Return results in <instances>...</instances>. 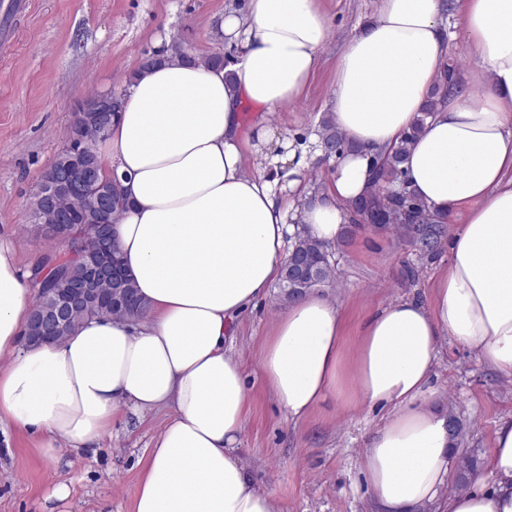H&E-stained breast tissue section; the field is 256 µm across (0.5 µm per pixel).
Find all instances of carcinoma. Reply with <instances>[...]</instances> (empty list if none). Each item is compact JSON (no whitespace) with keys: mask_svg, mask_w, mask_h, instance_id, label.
I'll return each instance as SVG.
<instances>
[{"mask_svg":"<svg viewBox=\"0 0 512 512\" xmlns=\"http://www.w3.org/2000/svg\"><path fill=\"white\" fill-rule=\"evenodd\" d=\"M183 47L172 43L169 47L147 54L139 64V70L143 71L162 61L171 59H189ZM448 82L438 83L432 90L429 100L424 108V114L430 115L437 111L439 105L444 103ZM112 126V120H107L105 128L97 129L88 122L80 119L74 123L71 137L67 146L56 156L50 167L43 173L48 177L52 171L68 161L72 166L79 162L92 158L95 163V172L92 178L85 184L76 187L72 193L57 195L50 205L49 214L68 215L71 233L78 239H83L93 233L98 224L113 223L128 204V199L115 192L112 180L103 176L101 163L97 154V144L108 134ZM423 128V121H418L412 130L401 140L399 146L377 169L375 174L374 191L360 199L354 207L355 215L365 224H373L379 227L395 226L400 230H406L408 234L418 236L422 247L430 250L434 240L441 233L440 225L430 217L422 204L417 202L406 191L402 180V171L399 168L410 144ZM321 144L325 155L330 156L345 146V140L336 130L328 116L321 120ZM114 193V202L111 208L105 212L97 210L92 204V194L101 188ZM293 252L307 262L314 272V280L299 285V289L287 292L284 281L277 284L279 301L288 302L311 289L324 288L335 280V269L331 262L333 252L327 250L321 243L311 237H303L296 241ZM103 260L116 268L124 275V283L132 297L131 301L112 302V282L102 281L97 284L104 298L84 308L73 310L69 315L66 332H71L83 320L90 317H122L130 321H139L146 315L147 304L138 295L134 279L127 274L118 249L115 245L104 247ZM33 276L31 283L33 288H42L61 277L70 276L78 278L84 273L83 258L71 260H59L51 254L44 255L43 259L32 267Z\"/></svg>","mask_w":512,"mask_h":512,"instance_id":"cac0c4a2","label":"carcinoma"}]
</instances>
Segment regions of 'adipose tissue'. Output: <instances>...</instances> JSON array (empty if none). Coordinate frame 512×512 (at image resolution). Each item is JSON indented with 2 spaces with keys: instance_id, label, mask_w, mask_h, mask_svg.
I'll return each instance as SVG.
<instances>
[{
  "instance_id": "ef3b65f1",
  "label": "adipose tissue",
  "mask_w": 512,
  "mask_h": 512,
  "mask_svg": "<svg viewBox=\"0 0 512 512\" xmlns=\"http://www.w3.org/2000/svg\"><path fill=\"white\" fill-rule=\"evenodd\" d=\"M458 34L475 82H439L446 0H378L341 51L330 118L347 142L332 182L304 177L318 131L277 135L273 111L305 90L327 39L318 0H245L224 16L237 63L167 62L123 84V108L98 144L105 174L125 176L130 206L113 240L146 318L88 319L60 342H25L33 296L0 239V428L97 453L123 412L167 408L133 491V512H274L238 454L247 376L227 344L267 297L296 234L333 246L373 169L415 124L401 165L433 218L464 213L448 268L427 299L401 297L360 326L345 354L337 302L312 290L279 314L260 352L264 379L299 420L327 399L386 409L360 456L373 512H512V418L498 425L484 474L449 489L457 459L434 383L444 339L512 380V0H458ZM260 107L244 132L243 103Z\"/></svg>"
}]
</instances>
